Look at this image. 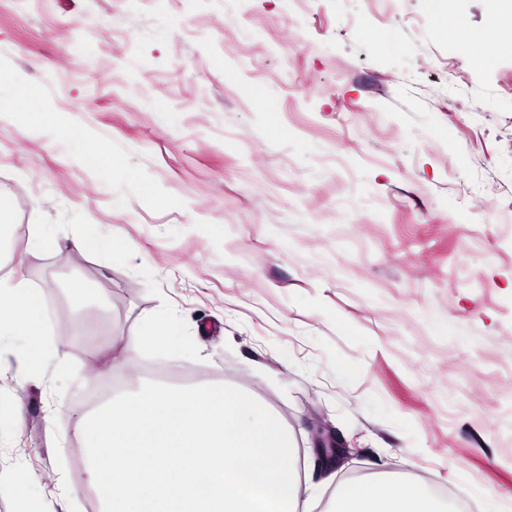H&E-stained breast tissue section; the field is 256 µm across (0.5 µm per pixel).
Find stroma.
<instances>
[{
	"label": "stroma",
	"instance_id": "35a3bbf8",
	"mask_svg": "<svg viewBox=\"0 0 512 512\" xmlns=\"http://www.w3.org/2000/svg\"><path fill=\"white\" fill-rule=\"evenodd\" d=\"M501 8L0 0L28 91L0 116V277L87 289L48 350L0 338V512H93L74 458L111 379L245 391L319 507L328 474L384 472L512 512V46L479 62L460 35Z\"/></svg>",
	"mask_w": 512,
	"mask_h": 512
}]
</instances>
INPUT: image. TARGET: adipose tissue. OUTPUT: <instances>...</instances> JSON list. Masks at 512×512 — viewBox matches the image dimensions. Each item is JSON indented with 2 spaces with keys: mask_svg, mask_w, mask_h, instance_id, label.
Listing matches in <instances>:
<instances>
[{
  "mask_svg": "<svg viewBox=\"0 0 512 512\" xmlns=\"http://www.w3.org/2000/svg\"><path fill=\"white\" fill-rule=\"evenodd\" d=\"M29 335L42 333L39 294L24 280L0 278V336L15 326ZM446 503L433 498L424 487L383 475L343 487L328 512H447Z\"/></svg>",
  "mask_w": 512,
  "mask_h": 512,
  "instance_id": "obj_1",
  "label": "adipose tissue"
}]
</instances>
